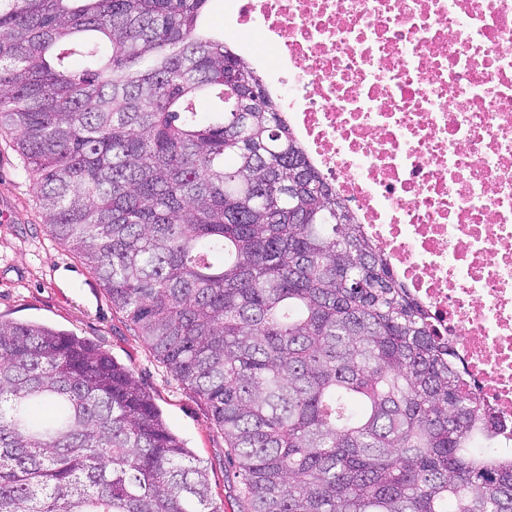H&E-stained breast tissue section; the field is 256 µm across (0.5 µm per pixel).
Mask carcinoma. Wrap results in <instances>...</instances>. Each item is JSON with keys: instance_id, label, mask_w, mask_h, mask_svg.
Segmentation results:
<instances>
[{"instance_id": "carcinoma-1", "label": "carcinoma", "mask_w": 512, "mask_h": 512, "mask_svg": "<svg viewBox=\"0 0 512 512\" xmlns=\"http://www.w3.org/2000/svg\"><path fill=\"white\" fill-rule=\"evenodd\" d=\"M208 2L0 0L50 238L209 405L244 512H512L494 410ZM0 512L223 510L132 368L0 320Z\"/></svg>"}]
</instances>
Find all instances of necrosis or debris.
<instances>
[{"instance_id":"1","label":"necrosis or debris","mask_w":512,"mask_h":512,"mask_svg":"<svg viewBox=\"0 0 512 512\" xmlns=\"http://www.w3.org/2000/svg\"><path fill=\"white\" fill-rule=\"evenodd\" d=\"M312 164L512 455V0H226Z\"/></svg>"}]
</instances>
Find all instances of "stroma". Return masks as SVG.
<instances>
[{
  "instance_id": "1",
  "label": "stroma",
  "mask_w": 512,
  "mask_h": 512,
  "mask_svg": "<svg viewBox=\"0 0 512 512\" xmlns=\"http://www.w3.org/2000/svg\"><path fill=\"white\" fill-rule=\"evenodd\" d=\"M0 320L41 323L86 338L131 367L170 429L207 469L223 512H240V485L208 405L154 358L80 258L50 240L37 188L8 135H0Z\"/></svg>"
}]
</instances>
